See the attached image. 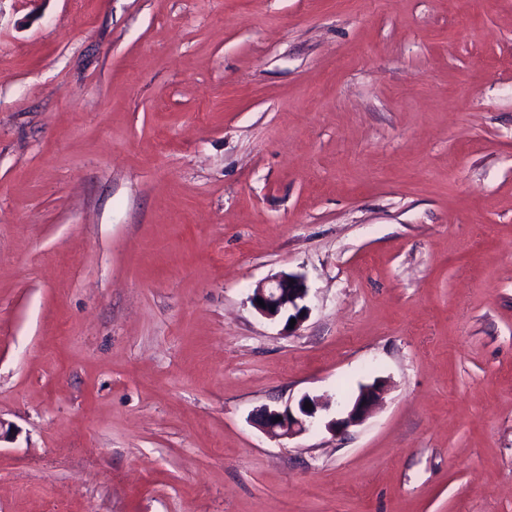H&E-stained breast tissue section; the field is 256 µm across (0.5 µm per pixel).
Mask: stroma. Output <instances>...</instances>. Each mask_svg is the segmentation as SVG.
Returning <instances> with one entry per match:
<instances>
[{
    "mask_svg": "<svg viewBox=\"0 0 512 512\" xmlns=\"http://www.w3.org/2000/svg\"><path fill=\"white\" fill-rule=\"evenodd\" d=\"M0 424V512H512V0H0ZM309 287L304 274L297 272H281L268 277L259 283L250 297L254 309L269 320L285 319L288 332L298 328L307 318L308 307L305 300ZM257 298L265 303V307L257 304ZM274 307V311H271ZM295 318L294 328H290V320ZM379 396L380 387L377 384L362 386L357 396L346 405L341 417L330 420L326 428L335 433H343L359 425L368 416ZM305 402L312 404L311 409H305ZM325 409L318 397L304 395L296 406H285L284 408L261 407L256 410V421L258 426L271 438L284 439L293 438L306 431L316 422L319 410ZM281 417L280 421H275Z\"/></svg>",
    "mask_w": 512,
    "mask_h": 512,
    "instance_id": "obj_1",
    "label": "stroma"
}]
</instances>
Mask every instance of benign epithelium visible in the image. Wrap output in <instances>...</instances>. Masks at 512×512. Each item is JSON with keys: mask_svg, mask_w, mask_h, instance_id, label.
<instances>
[{"mask_svg": "<svg viewBox=\"0 0 512 512\" xmlns=\"http://www.w3.org/2000/svg\"><path fill=\"white\" fill-rule=\"evenodd\" d=\"M309 287L305 275L297 272H281L268 277L259 283L250 297L254 309L269 320H285V328H290V320H296L300 326L307 318L308 307L305 300ZM262 299L265 306L257 304ZM380 396V387L373 383L360 388L357 396L351 400L341 417L334 418L326 424V428L335 433H343L353 426L362 423ZM312 407L305 408V403ZM324 409L318 397L303 396L296 406L271 408L264 406L256 410L258 426L270 437L276 439L292 438L306 431L316 422L318 411Z\"/></svg>", "mask_w": 512, "mask_h": 512, "instance_id": "7a95c632", "label": "benign epithelium"}]
</instances>
